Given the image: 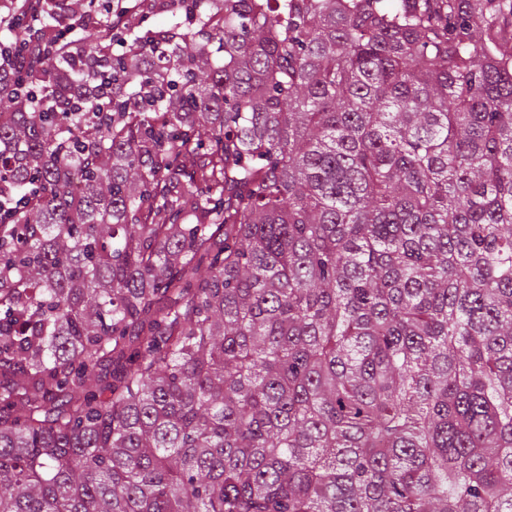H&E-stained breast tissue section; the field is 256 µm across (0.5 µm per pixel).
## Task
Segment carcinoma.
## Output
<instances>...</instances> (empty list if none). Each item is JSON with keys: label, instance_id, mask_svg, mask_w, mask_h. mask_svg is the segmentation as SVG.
Instances as JSON below:
<instances>
[{"label": "carcinoma", "instance_id": "carcinoma-1", "mask_svg": "<svg viewBox=\"0 0 512 512\" xmlns=\"http://www.w3.org/2000/svg\"><path fill=\"white\" fill-rule=\"evenodd\" d=\"M168 2L0 59V512H512V0Z\"/></svg>", "mask_w": 512, "mask_h": 512}]
</instances>
